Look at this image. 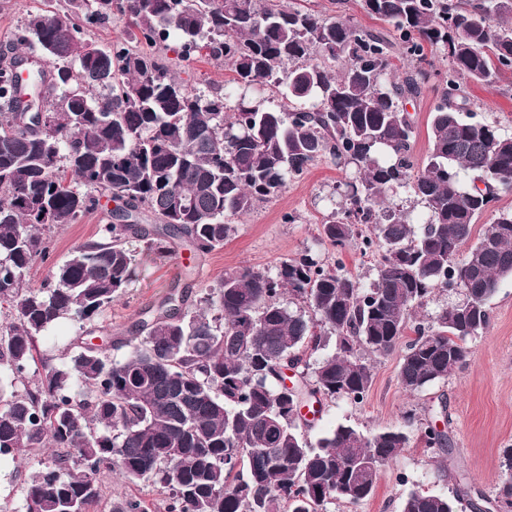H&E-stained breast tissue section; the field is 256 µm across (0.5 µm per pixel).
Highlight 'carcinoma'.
Masks as SVG:
<instances>
[{
  "instance_id": "1",
  "label": "carcinoma",
  "mask_w": 512,
  "mask_h": 512,
  "mask_svg": "<svg viewBox=\"0 0 512 512\" xmlns=\"http://www.w3.org/2000/svg\"><path fill=\"white\" fill-rule=\"evenodd\" d=\"M69 2L71 14L29 15L17 39L56 61L53 70L18 90L12 70L24 58L0 53V373L11 378V391L0 388V455L59 449L24 480L25 512H91L105 470L151 483L157 512H326L367 500L408 435L339 425L313 444L295 411L362 401L373 377L365 353L401 344L399 383L420 392L463 365L468 340L488 328V301L512 277V208L462 246L512 192V133L474 120L466 88L512 70V0H361L383 32L279 0ZM112 20L128 37L80 53L83 25ZM173 33L177 60L204 50L224 61V92L190 91L158 62ZM397 52L407 61L401 79ZM434 81L419 163L405 102ZM46 84L61 96L47 99ZM28 95L45 108L41 128L18 121ZM326 157L352 177L319 240L338 255L353 244L377 252L369 286L308 251L274 274L226 273L194 300L184 284L133 325L139 343L121 362L85 344L58 359L40 352L63 320L94 326L140 253L223 246L235 219ZM402 192L421 220L392 201ZM107 194L122 212L28 287L33 265L49 257L43 230L94 213ZM175 196L187 203L181 212ZM458 283L473 297L416 318L434 290ZM329 335L336 351L311 361ZM284 367L297 376L289 387ZM421 434L426 450H445V433ZM466 495L415 491L401 512H464ZM495 501L512 512V448ZM109 512L147 507L125 497Z\"/></svg>"
}]
</instances>
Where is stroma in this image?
<instances>
[{
  "mask_svg": "<svg viewBox=\"0 0 512 512\" xmlns=\"http://www.w3.org/2000/svg\"><path fill=\"white\" fill-rule=\"evenodd\" d=\"M52 9L67 12V0H0V45L20 36L25 18L31 13ZM163 62L173 65L185 87L201 94L223 88L229 74L221 62L199 55L174 62V54L159 50ZM468 96L476 119L496 121L512 132V72L500 79L474 81ZM437 99L433 88H424L405 108L414 125L413 155L423 159L428 153L427 125ZM344 171L327 158L316 162L300 178L289 183L275 199L261 205L237 222V232L224 247L204 255H192L182 247L167 253L142 252L136 275L123 295L100 319L93 336L112 359L120 361L129 347L113 348L112 342L130 334L142 309L157 304L185 271H192L195 289L204 292L224 272L251 269L276 271L280 262L305 251L320 255L328 264L342 261L363 283L374 278L371 257L349 247L335 253L319 244L318 230L338 198L337 184L345 181ZM114 203L101 199L95 213L72 224L52 228L51 256L36 263L28 275L31 286L46 279L51 265L64 262L74 248L94 240L100 221ZM488 329L470 340L466 364L453 370L446 380L410 395L398 381V354L371 357L372 386L361 402L339 399L319 405L307 414L309 440L332 432L338 424H349L369 434L383 429H406L409 443L401 453L381 468L373 495L359 505L344 502L330 505L328 512H400V502L410 491L450 493L456 486L482 493L477 508L465 512H496L495 487L504 449L512 448V278L502 279L490 300ZM414 412L418 422L406 425V412ZM433 425L448 436L445 452L426 451L420 440V426ZM50 453L37 456L22 453L0 461V498L21 504L23 482L39 465L50 462Z\"/></svg>",
  "mask_w": 512,
  "mask_h": 512,
  "instance_id": "obj_1",
  "label": "stroma"
}]
</instances>
